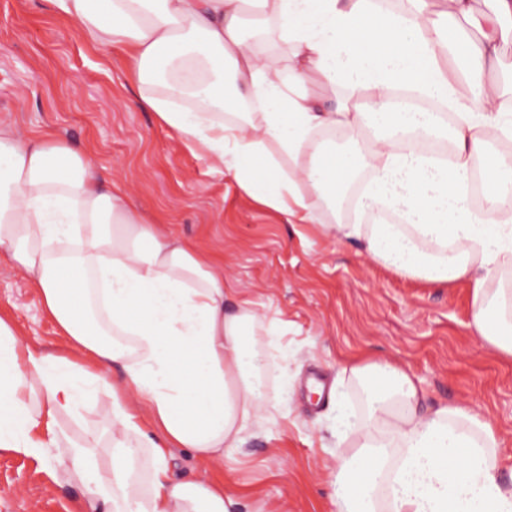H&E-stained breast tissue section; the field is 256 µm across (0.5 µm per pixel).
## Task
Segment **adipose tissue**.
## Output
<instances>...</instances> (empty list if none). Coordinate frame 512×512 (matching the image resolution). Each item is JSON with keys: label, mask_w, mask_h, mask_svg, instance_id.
<instances>
[{"label": "adipose tissue", "mask_w": 512, "mask_h": 512, "mask_svg": "<svg viewBox=\"0 0 512 512\" xmlns=\"http://www.w3.org/2000/svg\"><path fill=\"white\" fill-rule=\"evenodd\" d=\"M488 2L477 18L471 0H406L397 12L377 0H52L83 36L131 58L138 106L258 203L295 224L328 213L325 234L361 242L397 274L469 280L476 336L512 356V294L490 285L512 270V154L484 139L512 142V64L499 56L512 0ZM462 18L479 43L453 38ZM249 19L289 45L287 59L245 34ZM190 58L204 65L196 89L163 79ZM400 89L437 111L397 102ZM243 101L254 111L225 120ZM355 180L353 211L335 219ZM374 210L397 223H366ZM1 260L70 348L34 351L0 316V451L54 461L83 487V512H235L223 483L171 474L173 449L220 465L265 419L257 316L225 288L223 263L147 222L91 154L0 121ZM346 382L363 390L361 417ZM335 383L336 431L353 436L336 458V512H512L489 418L464 405L422 413L413 378L388 361L348 362ZM101 391L106 459L60 423Z\"/></svg>", "instance_id": "adipose-tissue-1"}]
</instances>
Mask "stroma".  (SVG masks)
<instances>
[{
	"label": "stroma",
	"instance_id": "35a3bbf8",
	"mask_svg": "<svg viewBox=\"0 0 512 512\" xmlns=\"http://www.w3.org/2000/svg\"><path fill=\"white\" fill-rule=\"evenodd\" d=\"M132 75L122 50L85 39L49 0H0V120L92 152L150 223L223 262L228 287L258 316L267 420L219 467L174 449L180 478L223 480L239 512H336V412L306 381L332 382L339 365L362 359L407 371L428 410L464 403L489 416L500 474L512 485V358L474 335L468 282L406 278L358 242L289 223L135 105ZM0 313L21 342L66 352L39 296L6 264ZM83 496L52 463L0 452V512H82Z\"/></svg>",
	"mask_w": 512,
	"mask_h": 512
}]
</instances>
